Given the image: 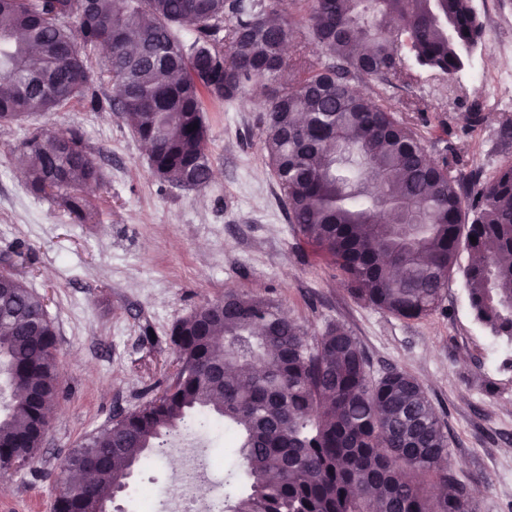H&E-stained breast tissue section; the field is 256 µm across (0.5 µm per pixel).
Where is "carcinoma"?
<instances>
[{
    "mask_svg": "<svg viewBox=\"0 0 512 512\" xmlns=\"http://www.w3.org/2000/svg\"><path fill=\"white\" fill-rule=\"evenodd\" d=\"M305 22L266 0H0V124L79 100L101 109L90 52L109 42L100 77L150 145L154 173L198 188L210 178L204 99L259 100L288 219L356 299L418 319L458 272L475 320L512 342V164L486 181L455 175L391 104L353 88L405 81L404 43L421 68L462 71L482 35L471 0H306ZM299 37L328 63L285 61L281 48ZM20 147L31 193L91 220L81 191L102 175L79 130L36 129ZM170 341L176 381L69 458L54 512H101L165 437L209 416L224 420L246 484L224 494V512H457L467 497L441 468L448 434L423 384L398 370L371 377L344 326L311 335L278 301L229 291L177 322ZM56 351L43 298L0 275V365L13 392L0 476L36 458L58 398ZM91 451L93 479L74 481Z\"/></svg>",
    "mask_w": 512,
    "mask_h": 512,
    "instance_id": "obj_1",
    "label": "carcinoma"
}]
</instances>
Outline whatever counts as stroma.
Wrapping results in <instances>:
<instances>
[{
	"label": "stroma",
	"instance_id": "1",
	"mask_svg": "<svg viewBox=\"0 0 512 512\" xmlns=\"http://www.w3.org/2000/svg\"><path fill=\"white\" fill-rule=\"evenodd\" d=\"M505 16L512 17V0H492L474 57L512 74V51L491 48L512 40ZM405 65L406 82L365 78L358 90L388 98L431 157L449 159L455 173L489 178L512 163V135L502 125L511 103L489 107L492 89L466 72L449 78L410 59ZM93 87L103 111L78 102L0 124V251H13L11 274L45 300L57 331L60 387L35 461L0 486V512H53L65 460L171 382L172 326L231 289L278 300L313 333L343 324L364 348L372 377L394 369L416 377L444 422L470 512H512V345L474 319L461 276L450 278L436 311L419 319L357 300L289 222L261 149L260 103L206 104L212 178L184 189L153 175L145 146L112 108L111 85L97 80ZM477 111L484 120L470 125ZM32 128L80 130L103 171L84 193L92 222L71 223L59 201L30 193L16 147ZM188 434L139 466L120 498L124 512H175L172 499L145 494L173 486L184 444L210 464L200 496L238 468L224 446L223 420Z\"/></svg>",
	"mask_w": 512,
	"mask_h": 512
}]
</instances>
